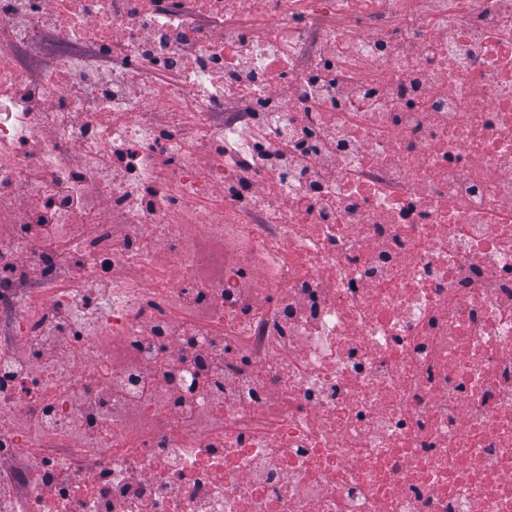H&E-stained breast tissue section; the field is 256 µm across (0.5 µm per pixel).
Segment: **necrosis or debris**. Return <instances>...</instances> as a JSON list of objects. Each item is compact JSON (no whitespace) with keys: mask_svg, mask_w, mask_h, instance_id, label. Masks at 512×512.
Here are the masks:
<instances>
[{"mask_svg":"<svg viewBox=\"0 0 512 512\" xmlns=\"http://www.w3.org/2000/svg\"><path fill=\"white\" fill-rule=\"evenodd\" d=\"M353 1L0 0V512H512V0Z\"/></svg>","mask_w":512,"mask_h":512,"instance_id":"4bbe7bcc","label":"necrosis or debris"}]
</instances>
